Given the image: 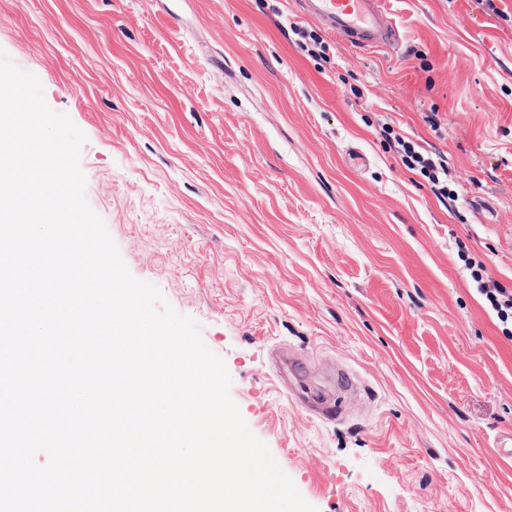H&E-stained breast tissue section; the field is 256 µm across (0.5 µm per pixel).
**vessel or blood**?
<instances>
[{"instance_id": "b4317fda", "label": "vessel or blood", "mask_w": 512, "mask_h": 512, "mask_svg": "<svg viewBox=\"0 0 512 512\" xmlns=\"http://www.w3.org/2000/svg\"><path fill=\"white\" fill-rule=\"evenodd\" d=\"M300 8L337 38L358 46L392 45L399 39L383 0H300ZM306 401L320 418L332 420L341 413L340 403L321 393H307Z\"/></svg>"}]
</instances>
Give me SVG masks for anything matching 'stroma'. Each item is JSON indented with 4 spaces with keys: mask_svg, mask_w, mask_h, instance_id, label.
I'll list each match as a JSON object with an SVG mask.
<instances>
[{
    "mask_svg": "<svg viewBox=\"0 0 512 512\" xmlns=\"http://www.w3.org/2000/svg\"><path fill=\"white\" fill-rule=\"evenodd\" d=\"M384 5L399 42L359 48L298 0H0V50L85 134L130 273L199 324L317 512H512V340L458 258L512 289V0ZM276 351L310 387L351 376L338 419ZM393 141V148L402 164L409 170L418 171L431 185V190L439 200H455V191L448 184L447 161L441 155H436V158L425 155L416 149L413 142L399 135H395ZM306 402L310 408L320 417L326 420H334L341 413V403L333 398H325L319 392H306Z\"/></svg>",
    "mask_w": 512,
    "mask_h": 512,
    "instance_id": "35a3bbf8",
    "label": "stroma"
}]
</instances>
